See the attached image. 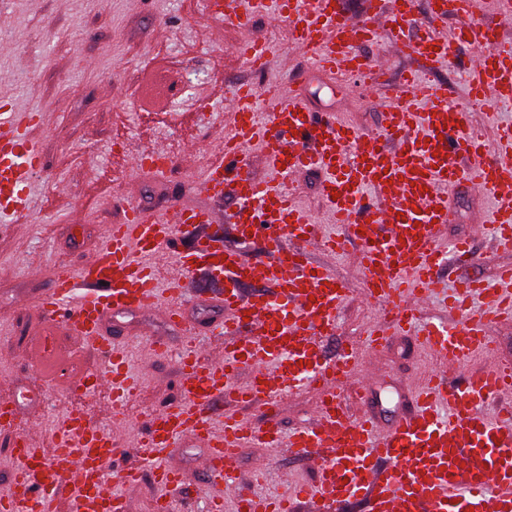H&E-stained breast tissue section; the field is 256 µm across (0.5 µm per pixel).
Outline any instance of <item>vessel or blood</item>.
I'll return each instance as SVG.
<instances>
[{
    "mask_svg": "<svg viewBox=\"0 0 512 512\" xmlns=\"http://www.w3.org/2000/svg\"><path fill=\"white\" fill-rule=\"evenodd\" d=\"M273 19L286 23L296 48L309 54L316 70L368 78L376 64L357 54L355 43L376 42L372 15L353 20L341 0H201L204 18L236 26L248 25L264 2ZM433 20L455 15L456 41L433 31L409 38L407 24L417 0L397 5L387 38L424 59L426 66L453 63L457 42L478 50L467 71L468 105L449 102L446 94L409 78L407 91L385 104L378 131L364 133L336 123L330 113L309 111L304 99L284 84L265 92L240 85L230 96L231 126L224 133L223 156L201 174L198 190L220 200L232 190L236 209L232 226L242 243L263 241L269 255L262 266L226 248L220 233L199 238L187 250L175 251L181 278L205 270L222 281L218 293L224 318L217 325L224 352L217 358L189 346L181 355L184 400L154 412L139 444L140 462L122 469V491L112 490L107 473L118 449L110 436L94 426L86 412L71 413L47 448L37 447L30 422L14 413L9 399L0 400V428L18 431L16 474L0 512H126L128 492L137 490L143 469H150L162 491L176 490L180 472L167 462L177 440L207 443L203 462L208 480L221 484L211 498V512H224L232 499L236 512H294L290 499L250 495L230 471L238 449L286 448L318 456L317 480L299 487L297 496L328 512H344L363 501L369 512H512V413L490 418L484 408L512 394V364L494 363L467 370L475 358L492 359L488 323L512 321V266L499 273L500 287L464 277L443 289L442 265L475 263L467 241L453 242L440 253L437 238L448 222L447 192L466 182L491 196L494 247L512 252V124L501 128L496 147L468 119L469 104H482L498 90L512 99V46L493 43L479 24V0H428ZM235 53L251 68L269 63L266 43L250 41ZM268 101L259 119V98ZM37 122L32 112L0 107V221L30 210L28 185L40 162L29 137ZM260 145L274 171L259 181L244 168L243 153ZM461 157L472 164L458 165ZM325 175L323 196L339 232L319 236L311 215L294 204L282 185L302 171ZM391 197L393 209L372 212L362 203L365 188ZM125 223L112 225L104 243L89 260L64 269L40 300L42 319L111 357L104 369L79 372L77 392L112 391V409L125 410L134 386L122 355L102 324L112 314L174 303L181 286L160 289L155 256L173 249L178 230L217 223L208 208L179 202L172 214L155 215L128 206ZM365 273L362 295L382 302V315L359 347H342L335 357L322 351V337L335 330L337 311L350 290L329 264L310 261L311 249L333 254L346 244ZM262 289L246 291V284ZM445 291L455 313L448 321L418 323L416 313L427 298ZM413 333L432 355L421 386L413 392V409L388 428H380L369 405L376 375L361 370L364 354L382 350L397 331ZM38 374L55 380L69 365L61 352L31 346ZM249 367L252 377L238 384L235 374ZM355 386L362 407L351 416L340 392ZM311 389L319 396L317 421L282 434L274 422L253 425L236 414L215 421L217 404L230 401L275 408L286 394Z\"/></svg>",
    "mask_w": 512,
    "mask_h": 512,
    "instance_id": "1",
    "label": "vessel or blood"
}]
</instances>
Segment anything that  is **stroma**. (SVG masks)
I'll list each match as a JSON object with an SVG mask.
<instances>
[{
  "label": "stroma",
  "instance_id": "stroma-1",
  "mask_svg": "<svg viewBox=\"0 0 512 512\" xmlns=\"http://www.w3.org/2000/svg\"><path fill=\"white\" fill-rule=\"evenodd\" d=\"M248 40L268 44L266 69L253 70L234 57L235 46ZM359 51L376 59L379 68L371 82L350 93L348 78L315 72L309 56L292 45L287 25L271 23L262 13L239 27L201 18L198 0H0V101L38 113L32 139L41 156V169L30 184L32 211L15 223H0V393L14 398L21 418L39 422L38 445L50 446V432L62 425L66 400L74 395L42 383L25 354L31 338L48 330L36 305L58 267L82 264L110 225L122 221L128 202L157 214L180 199L225 214L234 208L232 194L214 204L197 188L224 139L227 115L218 90L246 83L261 90L290 80L298 84L310 111L332 113L361 131L376 130L382 105L403 89L419 63L408 49L383 38ZM475 54L474 46L460 45L452 66L422 77L445 88L449 101L467 103L465 69ZM121 140L127 142V152H113ZM146 144L171 156L167 172L132 166ZM323 180L322 173L311 170L297 175L289 187L295 203L327 235L337 227L322 204ZM448 210L441 244L468 237L481 257L474 266L451 268L450 277L471 274L494 280L500 266L512 264V253H494L489 235L472 234L476 226H490L492 199L465 184L449 193ZM331 263L354 292L336 316L334 335L325 341L332 354L340 342L367 335L381 307L359 299L363 272L353 252ZM214 286L203 271L189 278L180 301L187 319L183 325L170 323L162 307L108 319L113 342L129 353L128 370L139 390L123 415H113L106 393L86 398L85 405L93 423L123 449L116 466H123L126 454L137 447L155 409L181 402L179 354L186 342L199 344L208 356L223 348V337L197 332L199 324L224 316L210 297ZM157 341L163 351H154ZM365 364L379 377V412L383 425H390L409 410L427 355L416 339L400 335ZM317 403L315 392L299 390L285 397L272 415L287 433L312 423ZM206 454L201 442L189 439L172 449L171 461L184 483L182 493L172 498L173 512H206L211 490L199 466ZM235 476L258 494L280 495L314 482L316 471L302 454L243 448Z\"/></svg>",
  "mask_w": 512,
  "mask_h": 512
}]
</instances>
